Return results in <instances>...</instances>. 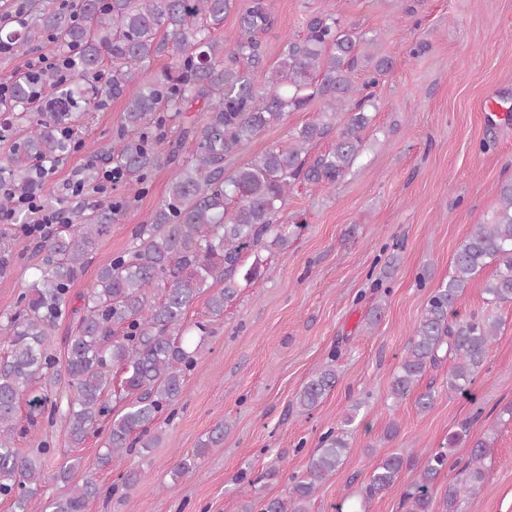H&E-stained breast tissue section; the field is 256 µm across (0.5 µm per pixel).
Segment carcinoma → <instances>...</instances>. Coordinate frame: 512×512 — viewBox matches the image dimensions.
I'll return each instance as SVG.
<instances>
[{
  "label": "carcinoma",
  "mask_w": 512,
  "mask_h": 512,
  "mask_svg": "<svg viewBox=\"0 0 512 512\" xmlns=\"http://www.w3.org/2000/svg\"><path fill=\"white\" fill-rule=\"evenodd\" d=\"M26 0L17 11L19 28H0V43L28 49L47 38L59 53L76 61L75 77L61 83L52 70L34 84L28 73L3 77L8 88L0 106L8 112H39L14 152L0 160V181L11 193L0 197V210L14 212L17 223L28 214L14 210L15 198L40 185L37 167L68 154L75 139V109L88 110L105 99L126 97L122 133L115 146L89 149L87 171L95 176L110 164L134 194L80 214L62 217L61 226L31 239L41 256L37 274L22 293L16 310L0 320V497L12 499L19 512H87L101 494L88 477L63 498H43L47 446L22 452L14 447L22 405L29 420L62 415L73 447L103 432L107 437L93 469H107L112 458L156 447L157 422L174 417L172 407L183 394L185 376L210 335L208 324L189 323L186 311L202 294L210 321L224 317V304L237 295L239 283L251 284L268 271L264 251L288 244L299 221L282 219L288 192L297 184L333 189L365 148V132L376 91L390 60L370 51L375 39L348 28L332 5L312 14L304 34L289 38L277 61L266 66L262 36L273 26L270 0ZM235 12L238 36L231 47L214 35ZM163 54L171 66L147 75L150 62ZM367 64L360 84L354 68ZM265 71L264 83L254 72ZM103 82L96 81L100 72ZM139 88L126 94L131 82ZM321 101L315 118L293 129L288 139L230 170L227 163L264 130L282 123L290 112ZM198 110L197 118L188 113ZM348 114L344 125L339 117ZM175 130L165 160L155 148L165 130ZM331 147L309 158L313 145L331 133ZM194 149L184 159L185 141ZM173 166L165 198L138 225L132 243L104 265L84 296L85 314L69 338L65 361L52 349L55 330L69 306L70 288L92 259L110 227L137 201V186L161 163ZM499 209L487 224H476L456 251L448 280L434 289L407 343L399 371L390 385L393 403L406 399L429 369L448 361V392L470 396L499 328L492 317H461L457 307L470 283L494 265L484 282L490 304L512 302V181L498 186ZM253 257L245 264V257ZM336 365L327 362L296 396L300 413L314 410L336 386ZM65 385L66 404L55 388ZM123 404L119 410L108 396ZM330 430L309 461L305 474L294 477L285 498H247L240 512H310L320 484L342 464L348 443L346 427ZM467 437V426L448 434V448L427 455L418 479L403 492L407 512H459L461 490L448 486L436 508V480L452 464L468 477L469 496L485 480L491 443L477 440L466 460L454 457ZM224 441L217 425L191 455L181 457L174 475L197 468V459ZM80 459L64 462L53 479L72 481ZM404 466L391 454L376 464L360 494V509L390 489Z\"/></svg>",
  "instance_id": "carcinoma-1"
}]
</instances>
